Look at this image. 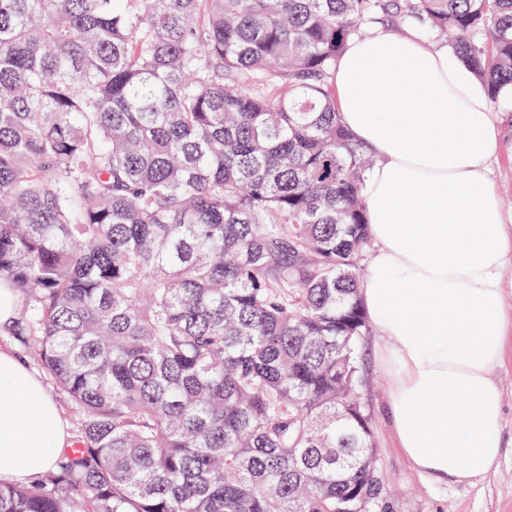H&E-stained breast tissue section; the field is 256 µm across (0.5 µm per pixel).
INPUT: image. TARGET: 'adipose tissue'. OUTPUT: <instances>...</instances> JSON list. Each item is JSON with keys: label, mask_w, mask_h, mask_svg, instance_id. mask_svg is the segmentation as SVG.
<instances>
[{"label": "adipose tissue", "mask_w": 512, "mask_h": 512, "mask_svg": "<svg viewBox=\"0 0 512 512\" xmlns=\"http://www.w3.org/2000/svg\"><path fill=\"white\" fill-rule=\"evenodd\" d=\"M341 122L374 156L372 249L360 295L387 347L397 446L419 472L469 483L501 455L502 273L512 264L487 178L489 97L452 50L415 31L352 39L332 76ZM41 382L0 348V481L53 468L69 447Z\"/></svg>", "instance_id": "ef3b65f1"}]
</instances>
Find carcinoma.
<instances>
[{
	"label": "carcinoma",
	"instance_id": "1",
	"mask_svg": "<svg viewBox=\"0 0 512 512\" xmlns=\"http://www.w3.org/2000/svg\"><path fill=\"white\" fill-rule=\"evenodd\" d=\"M393 21L512 94V0H0V283L85 415L0 512H374L331 76Z\"/></svg>",
	"mask_w": 512,
	"mask_h": 512
}]
</instances>
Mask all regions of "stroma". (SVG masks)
Segmentation results:
<instances>
[{"label": "stroma", "instance_id": "obj_1", "mask_svg": "<svg viewBox=\"0 0 512 512\" xmlns=\"http://www.w3.org/2000/svg\"><path fill=\"white\" fill-rule=\"evenodd\" d=\"M489 116L498 144L487 175L498 194L505 221L512 225V101L502 99L491 104ZM0 347L14 349L24 358L57 405L70 436H77L84 417L57 389L34 349L21 344L1 326ZM384 348V341L374 331L361 346L362 392L370 411L377 466L384 484L381 512H512V326L507 329L503 362L493 371L501 392L504 448L490 473L471 483L438 481L425 476L411 468L396 448L386 409L390 379L380 366Z\"/></svg>", "mask_w": 512, "mask_h": 512}]
</instances>
